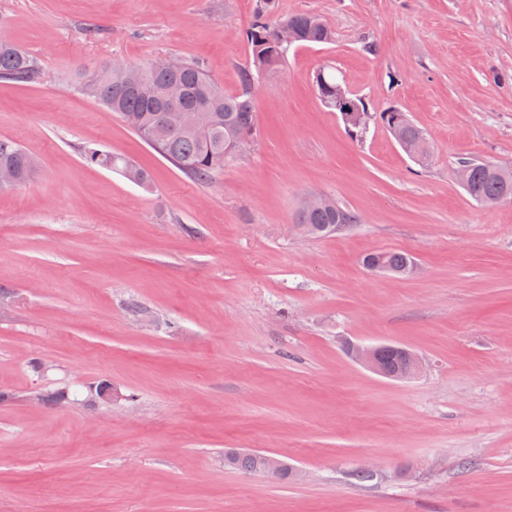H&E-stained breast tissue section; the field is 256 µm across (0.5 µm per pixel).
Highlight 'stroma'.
<instances>
[{
  "instance_id": "obj_1",
  "label": "stroma",
  "mask_w": 512,
  "mask_h": 512,
  "mask_svg": "<svg viewBox=\"0 0 512 512\" xmlns=\"http://www.w3.org/2000/svg\"><path fill=\"white\" fill-rule=\"evenodd\" d=\"M274 2L335 38L256 82L251 145L203 184L72 75L172 56L237 92L257 0H0V37L43 69L0 82V137L38 161L0 192V512H512V201L457 179L466 158L512 168V0ZM324 65L407 112L430 163L376 121L352 139ZM98 144L152 190L85 165ZM317 194L358 223L308 233ZM380 250L417 271H368ZM349 342L425 370L385 379ZM228 448L293 471L225 468ZM331 67H323L315 72L313 83L316 89V92L322 101V103L328 107L329 109L341 112L338 108H336V96L337 92L341 91L344 95L354 101H356L362 108H369V103H366L358 96H354L344 90L342 87L344 86L343 81H339L335 74L331 71ZM345 89H347L345 87ZM368 106V107H367ZM380 347V344L365 345L363 343H353L349 348V355L360 365L392 380L411 379L422 371V358L412 351H407L406 361L402 368L393 373L387 372L377 360V352Z\"/></svg>"
}]
</instances>
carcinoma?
Returning a JSON list of instances; mask_svg holds the SVG:
<instances>
[{
  "mask_svg": "<svg viewBox=\"0 0 512 512\" xmlns=\"http://www.w3.org/2000/svg\"><path fill=\"white\" fill-rule=\"evenodd\" d=\"M268 11L260 10L256 20L245 32L249 60L241 74V87L236 93H226L197 61H181L173 72L151 63L139 67L142 80L133 87L125 82L129 66L106 64L93 72L82 74L80 90L117 115L143 141L189 178L205 183L224 171V163L232 157L228 143L240 136H252L256 128V107L252 95L254 82L262 75L282 67L288 51L278 45L277 29L286 25L293 30L298 45L327 44L333 31L312 13L301 12L269 20ZM38 60L28 51L8 40H0V81L20 85L34 84L42 79ZM177 83L182 96L173 103L167 97L168 88ZM313 83L322 103L336 110L337 92L344 83L329 67L315 72ZM198 112L202 122L194 130H186L170 120L172 112ZM406 146L423 163L430 154L425 132L411 117L403 122ZM89 166L111 169L128 181L148 189L151 175L129 159L112 153L105 147L87 148L83 153ZM471 170L466 194L480 205L490 206L504 197L512 198V171L487 161L469 160ZM8 167L16 176L15 187L26 184L36 170L35 159L16 141L0 138V167ZM357 217L350 209L332 200L316 208L303 207L298 223L312 234L326 235L336 226L354 224ZM363 261L383 265L393 276H404L412 264L411 256L399 251L373 252ZM224 465L243 473L265 472L268 455L260 452L224 449Z\"/></svg>",
  "mask_w": 512,
  "mask_h": 512,
  "instance_id": "obj_1",
  "label": "carcinoma"
}]
</instances>
